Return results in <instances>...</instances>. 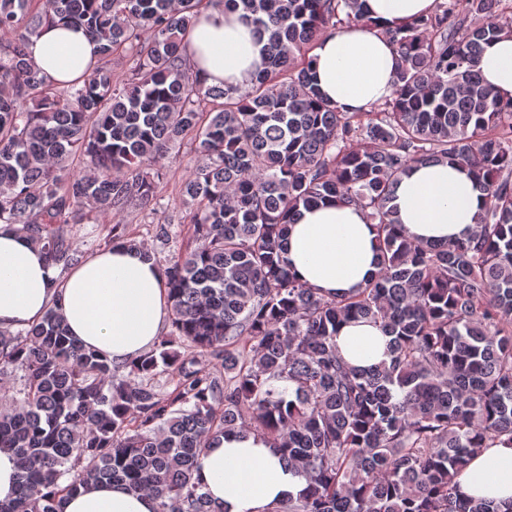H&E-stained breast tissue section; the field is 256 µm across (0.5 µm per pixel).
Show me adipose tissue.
I'll list each match as a JSON object with an SVG mask.
<instances>
[{
	"instance_id": "obj_1",
	"label": "adipose tissue",
	"mask_w": 512,
	"mask_h": 512,
	"mask_svg": "<svg viewBox=\"0 0 512 512\" xmlns=\"http://www.w3.org/2000/svg\"><path fill=\"white\" fill-rule=\"evenodd\" d=\"M364 14L379 27L399 26L430 11L434 0H361ZM263 44L249 15L211 7L186 37L187 60L207 86L245 90L262 63ZM28 56L51 83L82 79L99 60L98 44L83 30L43 27ZM316 86L347 112H362L393 93L397 55L377 30L352 25L325 33L312 50ZM478 69L502 100L512 99V34L482 45ZM398 219L418 241L444 242L471 233L487 198L451 161L414 168L396 189ZM376 235L364 212L326 201L302 210L290 225L292 273L322 292L360 287L375 271ZM56 310L70 336L116 362L131 360L158 339L170 311L167 280L143 251L117 245L98 251L61 272L43 250L9 224H0V329L28 328ZM388 338L381 326L343 322L336 346L353 367L386 361ZM198 479L216 512H263L299 493L306 481L283 465L277 452L254 436H231L209 449ZM468 499L512 500V448L483 450L459 478ZM156 500L125 485L83 487L64 499L62 512H156Z\"/></svg>"
}]
</instances>
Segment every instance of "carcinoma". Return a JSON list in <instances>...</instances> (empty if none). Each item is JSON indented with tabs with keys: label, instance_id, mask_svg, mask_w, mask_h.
Instances as JSON below:
<instances>
[{
	"label": "carcinoma",
	"instance_id": "carcinoma-1",
	"mask_svg": "<svg viewBox=\"0 0 512 512\" xmlns=\"http://www.w3.org/2000/svg\"><path fill=\"white\" fill-rule=\"evenodd\" d=\"M205 5L242 8L266 39L243 92L198 83L187 62ZM57 19L99 44L81 83L52 84L28 57ZM353 23L370 26L360 0H0V224L77 266L74 225L156 205L169 149L188 139L196 154L187 244L161 264L169 337L120 364L71 340L53 309L0 330V448L19 469L0 512H61L103 481L152 495L157 512H213L195 474L230 434L306 480L264 512H512L457 494L470 456L512 447V101L478 70L482 44L512 33V0H435L381 30L394 91L365 112L311 77L319 37ZM117 54L130 61L120 77ZM448 158L486 207L465 239L415 241L396 188ZM328 198L366 213L377 252L363 287L324 295L290 273L285 245L299 208ZM351 318L380 324L389 362L345 364L336 328ZM165 374L169 392L156 390Z\"/></svg>",
	"mask_w": 512,
	"mask_h": 512
}]
</instances>
